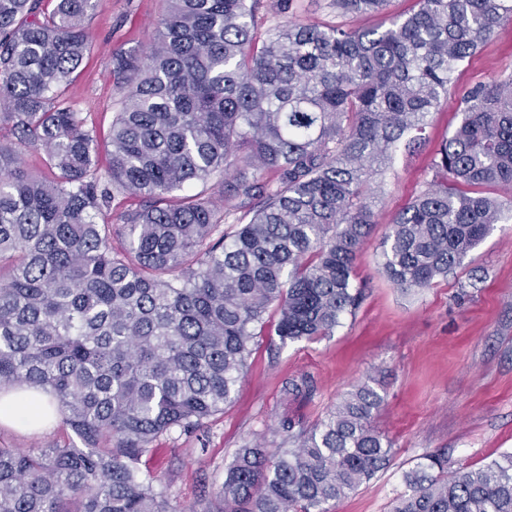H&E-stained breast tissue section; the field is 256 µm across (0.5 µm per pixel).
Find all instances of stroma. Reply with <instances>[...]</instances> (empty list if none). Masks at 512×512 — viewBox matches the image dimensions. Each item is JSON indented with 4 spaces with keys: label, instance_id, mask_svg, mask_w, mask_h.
Returning <instances> with one entry per match:
<instances>
[{
    "label": "stroma",
    "instance_id": "35a3bbf8",
    "mask_svg": "<svg viewBox=\"0 0 512 512\" xmlns=\"http://www.w3.org/2000/svg\"><path fill=\"white\" fill-rule=\"evenodd\" d=\"M276 3L261 0L259 33L272 22L337 21L329 0H293L281 14ZM165 8V0H100L89 17L91 51L65 95L98 132L108 133L118 109L107 73L113 52L149 53ZM511 72L512 25L505 24L460 66L447 106L427 119L421 145L385 161L376 222L355 261L354 281L362 286L355 313L332 335L285 344L275 333L277 313L268 312L234 401L198 430L161 436L141 458V471L156 478L177 512L219 508L217 493L242 446L261 439L275 448L283 422L312 428L367 380L384 398L373 424L392 443L390 462L330 503V512H390L406 472L428 453L446 454L454 467L512 453V221L495 225L460 267L430 287L397 288L378 269L392 218L433 178L436 153L459 121L460 99ZM292 383L301 392L288 393ZM66 439L57 421L31 430L0 423V446L44 448Z\"/></svg>",
    "mask_w": 512,
    "mask_h": 512
}]
</instances>
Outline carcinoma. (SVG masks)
Wrapping results in <instances>:
<instances>
[{
	"label": "carcinoma",
	"instance_id": "carcinoma-1",
	"mask_svg": "<svg viewBox=\"0 0 512 512\" xmlns=\"http://www.w3.org/2000/svg\"><path fill=\"white\" fill-rule=\"evenodd\" d=\"M99 2L0 0V391H42L75 436L0 447V512H176L142 456L224 411L269 309L284 344L356 309L376 167L418 144L459 66L512 23V0H419L353 26L389 0H330L341 22L277 23L258 43L260 0H166L150 55L109 61L121 108L103 159L60 101ZM458 112L381 244L399 288L448 275L505 219L492 190L512 186V74ZM216 177L222 203L186 192ZM382 402L362 383L311 429L288 424L294 447L239 449L219 512H329L390 462ZM404 483L391 512H512V453L454 470L426 454Z\"/></svg>",
	"mask_w": 512,
	"mask_h": 512
}]
</instances>
